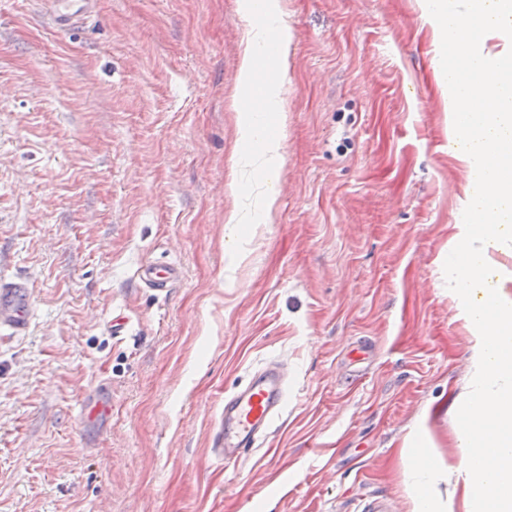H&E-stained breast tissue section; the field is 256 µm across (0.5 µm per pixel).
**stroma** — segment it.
<instances>
[{"label":"stroma","mask_w":512,"mask_h":512,"mask_svg":"<svg viewBox=\"0 0 512 512\" xmlns=\"http://www.w3.org/2000/svg\"><path fill=\"white\" fill-rule=\"evenodd\" d=\"M98 0L66 35L0 0V512H413L402 444L432 448L440 512H470L456 412L472 333L444 262L470 186L448 138L425 0ZM286 26L273 217L240 135L245 51ZM242 223H227L233 207ZM177 264L166 292L139 278ZM123 317V335L107 332ZM288 406L222 465L224 395L267 361ZM112 418L85 424L99 385ZM33 311L31 294L22 282L0 281V328L21 333Z\"/></svg>","instance_id":"1"}]
</instances>
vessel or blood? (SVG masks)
<instances>
[{
	"label": "vessel or blood",
	"instance_id": "1",
	"mask_svg": "<svg viewBox=\"0 0 512 512\" xmlns=\"http://www.w3.org/2000/svg\"><path fill=\"white\" fill-rule=\"evenodd\" d=\"M96 3L97 0H46L51 23L60 32L71 30L93 16ZM180 276V268L169 262H156L139 272L141 281L158 290L169 288ZM32 311V297L24 283L0 281L1 329L23 332ZM287 402L284 367L270 362L255 369L244 387L224 397L221 420L212 435L214 460L234 462L257 448ZM111 415L112 396L108 390H99L83 405L87 424L109 419Z\"/></svg>",
	"mask_w": 512,
	"mask_h": 512
}]
</instances>
